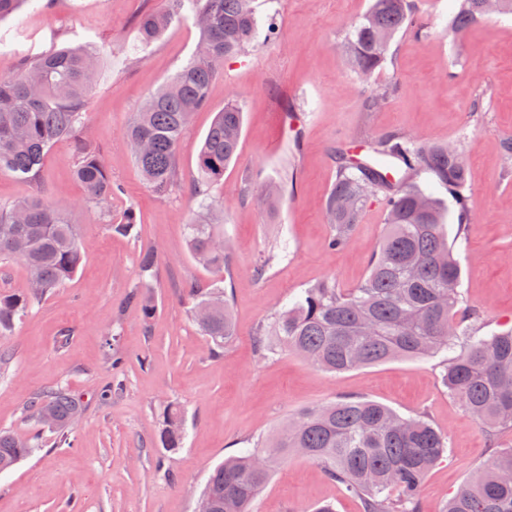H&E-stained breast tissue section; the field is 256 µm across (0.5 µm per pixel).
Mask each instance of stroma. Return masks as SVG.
<instances>
[{
  "label": "stroma",
  "mask_w": 512,
  "mask_h": 512,
  "mask_svg": "<svg viewBox=\"0 0 512 512\" xmlns=\"http://www.w3.org/2000/svg\"><path fill=\"white\" fill-rule=\"evenodd\" d=\"M167 0H29L0 20V76L21 60L64 45L101 51L97 84L85 114V137L102 158L115 191L86 202L75 176L72 141L47 151L30 182L0 169V206L34 195L67 208L79 227L84 259L75 277L17 316L0 337V429L35 439L36 449L0 474V512H195L210 472L241 449L265 447L304 409L366 398L404 415L426 413L446 435L443 460L424 477L425 512H444L449 498L494 447L512 446V432L490 443L482 427L441 381L443 354L395 359L343 373L310 366L288 351L262 353L256 330L311 285L335 279L342 289L368 275L386 231L382 194L370 196L347 244L331 249L325 202L339 157L367 158L375 139L400 131L423 142L454 143L469 168L460 214L446 189L450 223H464L455 246L463 308L483 313L481 333L512 322V14L493 13L463 33L450 29L460 0H412L423 36L398 34L384 66L357 76L340 45L370 0H256L275 35L225 60L178 149L179 174L168 195L145 183L123 131L147 96L194 54L192 21L173 23L150 45L136 22ZM389 96L371 112L364 101ZM244 112L238 162L210 190L224 213L231 264L224 286L236 337L212 353L189 316L187 284L208 288L213 275L193 258L186 226L198 209V154L227 100ZM282 186L274 209L257 198ZM129 208L141 222L120 235L112 222ZM154 249L142 271L139 255ZM276 259L254 268L267 249ZM152 300L144 316L128 295ZM120 364H112V357ZM69 389L82 412L67 439L24 412L37 391ZM184 411L185 439L173 453L158 430L164 405ZM361 512L310 459L292 455L258 494L254 512Z\"/></svg>",
  "instance_id": "obj_1"
}]
</instances>
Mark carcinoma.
I'll return each mask as SVG.
<instances>
[{
  "mask_svg": "<svg viewBox=\"0 0 512 512\" xmlns=\"http://www.w3.org/2000/svg\"><path fill=\"white\" fill-rule=\"evenodd\" d=\"M176 18L193 21L199 48L169 81L152 93L124 131L135 161L153 192L163 197L173 187L178 146L192 115L209 102L212 82L224 60L240 54L259 35L254 0H169V10L148 11L138 21L140 40H157ZM482 19L480 0H461L451 30L461 32ZM415 24L409 0H372L345 35L350 66L370 76L386 60L395 36ZM99 49L62 47L0 77V168L18 178L38 179L45 153L59 140L77 150L76 177L90 202L104 201L114 187L102 159L82 135L84 111L96 82ZM242 109L227 103L217 113L198 156L196 195L199 210L188 225V246L196 261L215 277L212 289L188 286L190 317L217 353L235 336L224 274L229 257L214 241L224 240L219 214L209 202L210 186L239 158ZM374 158L359 165L340 159L326 201L334 233L329 244L343 246L372 192L383 193L386 234L358 287L343 290L325 279L304 290L293 305L261 328L255 344L262 352L292 349L313 367L345 372L397 358L455 352L443 365L442 381L493 437L512 430V328L478 335L482 315L461 312V268L449 243L452 225L432 191L414 181L426 176L464 207L468 167L446 144H426L404 133L377 141ZM133 209L112 225L128 235L135 229ZM83 260L77 225L63 207L40 196L0 207V261L22 263L26 290L0 295V336L12 330L16 316L61 287ZM36 420L54 422L65 434L81 413L80 402L64 387L47 388L26 403ZM184 416L169 404L162 412L159 441L169 452L182 447ZM448 447L420 413L405 417L368 400L341 399L300 412L280 434L273 450H247L224 460L210 474L202 495L214 512H251L273 467L290 449L321 464L329 479L356 496L362 512H424L419 487ZM35 443L0 430V473L29 456ZM512 448L494 449L445 512H512Z\"/></svg>",
  "mask_w": 512,
  "mask_h": 512,
  "instance_id": "carcinoma-1",
  "label": "carcinoma"
}]
</instances>
